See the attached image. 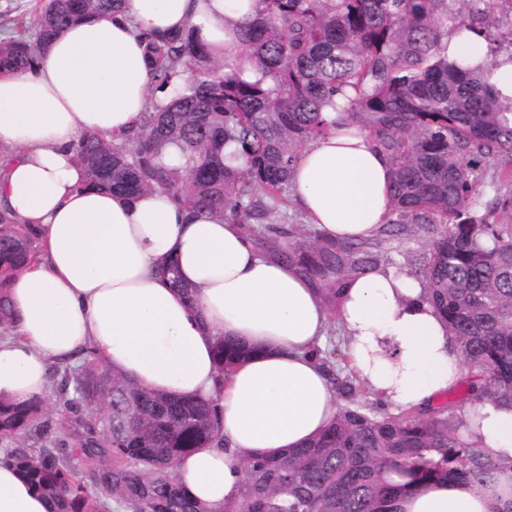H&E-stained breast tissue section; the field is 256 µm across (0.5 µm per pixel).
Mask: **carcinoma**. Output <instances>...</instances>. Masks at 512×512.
Wrapping results in <instances>:
<instances>
[{
  "instance_id": "1",
  "label": "carcinoma",
  "mask_w": 512,
  "mask_h": 512,
  "mask_svg": "<svg viewBox=\"0 0 512 512\" xmlns=\"http://www.w3.org/2000/svg\"><path fill=\"white\" fill-rule=\"evenodd\" d=\"M512 0H259L240 28L237 59L262 73L249 81L212 61L190 32L148 39L156 88L172 89L141 132L114 143L92 133L75 143L88 184L135 196L160 191L188 208L245 224L259 240L286 239L280 256L319 282L336 312L344 279L376 264L364 242H322L300 224L279 223L292 166L302 147L325 135L333 97L356 93L349 118L391 164L392 214L437 224L421 269L428 300L460 352L466 400L389 411L365 401L338 348L318 350L339 400L336 421L302 448L248 460L239 500L222 512H395V501L428 481L462 480L490 489L512 479L502 458L464 437L459 412L484 400L512 404V99L491 80L498 60L473 69L448 61V35L508 40L495 16ZM124 0H37L29 19L0 39V73L22 72L74 22L121 12ZM235 144L242 166L224 163ZM495 177L486 184L489 169ZM38 235L0 213V329L14 317L10 278L36 262ZM170 286L193 302L174 265ZM220 337L222 371L246 357ZM50 413L41 402L0 400L4 460L51 503L50 512H213L174 474L181 457L221 446L213 407L142 388L87 351L55 366ZM395 473L405 482L394 483Z\"/></svg>"
}]
</instances>
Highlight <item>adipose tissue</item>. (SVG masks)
I'll list each match as a JSON object with an SVG mask.
<instances>
[{
    "mask_svg": "<svg viewBox=\"0 0 512 512\" xmlns=\"http://www.w3.org/2000/svg\"><path fill=\"white\" fill-rule=\"evenodd\" d=\"M257 0H125L114 18L80 21L54 40L34 70L0 74V211L31 225L38 264L9 283L14 334H0V399H44L49 367L94 350L141 386L218 406L220 447L195 449L176 475L220 508L241 492L244 452L298 448L337 411L333 385L313 351L338 324L350 368L396 410L434 403L461 379L459 352L428 302L421 278L378 266L346 279L329 314L296 267L262 252L222 214L189 212L149 191L126 200L85 187L72 147L81 134L123 141L163 105L146 59V37L192 30L223 59ZM336 95L328 135L308 144L291 181L299 210L326 241H371L390 212V163ZM174 264L196 289V307L161 276ZM227 336L253 353L219 376L214 343ZM465 433L512 457V408L485 401L464 415ZM499 496L464 481L416 486L396 512H491ZM0 512H48L46 500L0 463Z\"/></svg>",
    "mask_w": 512,
    "mask_h": 512,
    "instance_id": "ef3b65f1",
    "label": "adipose tissue"
}]
</instances>
